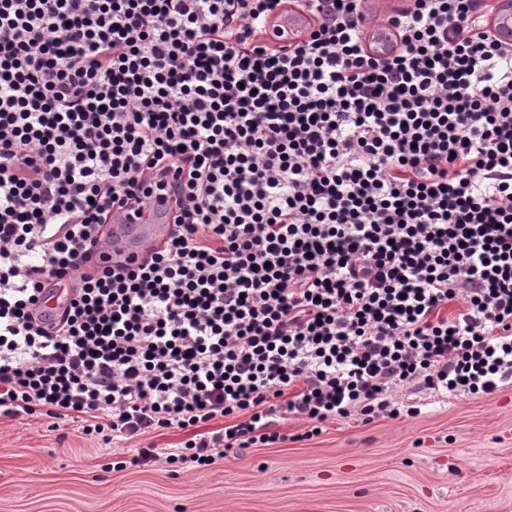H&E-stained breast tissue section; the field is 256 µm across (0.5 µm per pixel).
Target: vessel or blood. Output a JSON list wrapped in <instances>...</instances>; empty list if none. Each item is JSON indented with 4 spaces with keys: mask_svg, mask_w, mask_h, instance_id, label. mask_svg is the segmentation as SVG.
I'll return each instance as SVG.
<instances>
[{
    "mask_svg": "<svg viewBox=\"0 0 512 512\" xmlns=\"http://www.w3.org/2000/svg\"><path fill=\"white\" fill-rule=\"evenodd\" d=\"M492 10L487 16V27L493 37L503 43L512 42V0H491ZM310 14L298 5L284 6L271 17L270 38L275 45L291 46L303 40L311 31ZM368 50L376 56L388 55L394 48L393 28L382 22L370 25L364 34ZM172 230L165 204L150 200L140 216H130L113 210L112 222L103 234L112 251L126 256H143L159 249Z\"/></svg>",
    "mask_w": 512,
    "mask_h": 512,
    "instance_id": "vessel-or-blood-1",
    "label": "vessel or blood"
}]
</instances>
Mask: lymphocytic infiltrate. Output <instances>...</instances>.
I'll list each match as a JSON object with an SVG mask.
<instances>
[{
	"mask_svg": "<svg viewBox=\"0 0 512 512\" xmlns=\"http://www.w3.org/2000/svg\"><path fill=\"white\" fill-rule=\"evenodd\" d=\"M0 0V419L206 469L327 422L421 415L397 389L512 381V44L489 0ZM174 194L134 261L114 204ZM70 296L43 311L48 280ZM299 420L289 435L285 423ZM183 433L172 446L147 435ZM310 14L296 4L285 5L269 22L270 40L278 46H292L311 31ZM364 40L368 50L375 56H386L394 48L396 36L394 29L385 23L375 22L365 31Z\"/></svg>",
	"mask_w": 512,
	"mask_h": 512,
	"instance_id": "f902f5d3",
	"label": "lymphocytic infiltrate"
}]
</instances>
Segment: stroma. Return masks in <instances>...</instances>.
<instances>
[{
    "label": "stroma",
    "mask_w": 512,
    "mask_h": 512,
    "mask_svg": "<svg viewBox=\"0 0 512 512\" xmlns=\"http://www.w3.org/2000/svg\"><path fill=\"white\" fill-rule=\"evenodd\" d=\"M422 415L329 423L215 467L113 471L111 446L49 419L0 421V512H512V386L396 392Z\"/></svg>",
    "instance_id": "1"
}]
</instances>
